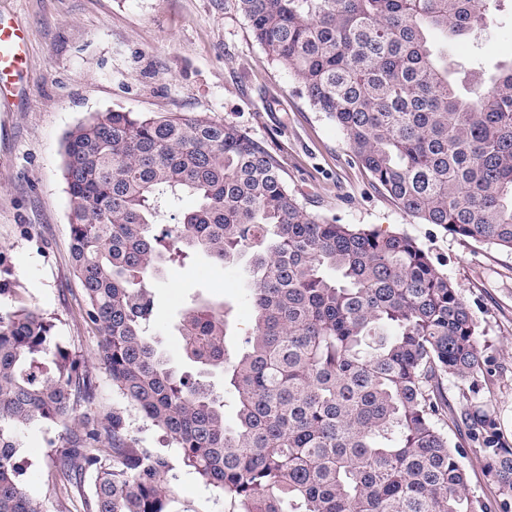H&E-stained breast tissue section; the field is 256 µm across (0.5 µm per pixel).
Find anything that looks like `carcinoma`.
Masks as SVG:
<instances>
[{
    "label": "carcinoma",
    "mask_w": 512,
    "mask_h": 512,
    "mask_svg": "<svg viewBox=\"0 0 512 512\" xmlns=\"http://www.w3.org/2000/svg\"><path fill=\"white\" fill-rule=\"evenodd\" d=\"M495 0H238L256 41L346 135L396 206L512 249V61L459 92L456 56ZM72 260L112 386L176 455L139 448L122 415L77 419L95 386L52 320L0 312V512H46L20 484L18 435L70 425L52 487L94 477L85 512H170L174 471L236 512H509L512 447L465 414L502 499L471 490L439 427L443 380L489 374L475 316L414 239L309 211L246 132L205 115L106 111L66 136ZM196 206L176 211L182 197ZM204 254L248 260L253 329L226 352L224 307L180 316L186 357L238 401L171 364L151 335L152 279ZM112 445V459L98 444Z\"/></svg>",
    "instance_id": "1"
}]
</instances>
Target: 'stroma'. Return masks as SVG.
Masks as SVG:
<instances>
[{
  "mask_svg": "<svg viewBox=\"0 0 512 512\" xmlns=\"http://www.w3.org/2000/svg\"><path fill=\"white\" fill-rule=\"evenodd\" d=\"M0 10L27 28L26 103H0V310L26 305L55 324L57 336L85 360L96 385L87 416L121 412L139 446L163 450L162 434L112 388L97 358L101 337L82 316L84 293L70 254V196L63 179L66 134L109 110L206 115L236 124L277 158L288 187L310 211L414 238L470 306L489 373L463 389L444 382L445 432L464 449L472 489L499 498L488 459L461 422L483 409L512 443V250L463 239L397 208L357 164L347 137L315 111L297 83L256 42L237 0H0ZM451 60L485 69L512 59V0L490 13ZM244 262L197 256L168 265L152 282L153 332L175 367L190 369L177 332L180 309L194 298L223 305L227 346L237 352L253 327ZM64 424L36 422L19 434L22 483L56 512L50 473ZM171 512H233L223 495L177 471Z\"/></svg>",
  "mask_w": 512,
  "mask_h": 512,
  "instance_id": "35a3bbf8",
  "label": "stroma"
}]
</instances>
